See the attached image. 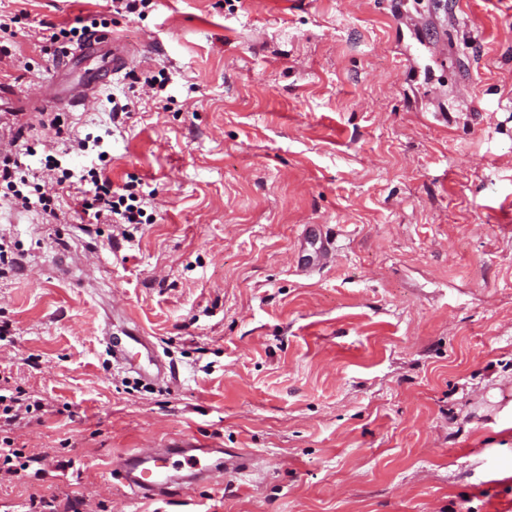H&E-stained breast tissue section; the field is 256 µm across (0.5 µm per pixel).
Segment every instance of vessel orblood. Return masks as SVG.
I'll return each mask as SVG.
<instances>
[{"mask_svg":"<svg viewBox=\"0 0 512 512\" xmlns=\"http://www.w3.org/2000/svg\"><path fill=\"white\" fill-rule=\"evenodd\" d=\"M111 58L113 72H121L128 67L130 59L120 40L101 36ZM97 84L86 81L78 86L64 90L59 84H52L42 100L30 101L32 109H40L42 102H67L74 107L87 106L97 96ZM335 251L333 241L321 239L313 253L300 256L298 264L305 269H313L326 263ZM110 355L116 363L130 365L145 379L154 382L166 381V365L159 360L148 336L140 326L134 325L124 330L122 335H113L110 329L102 331ZM210 449L191 450L182 444L174 448H142L134 453L120 456L113 463L114 470L120 471L131 488L134 496L159 500L165 498L176 485L175 477L169 476L168 470L174 457H185L188 464L187 480L198 485L212 483L224 472L241 473L248 469L250 460L239 452H232L224 462L209 463Z\"/></svg>","mask_w":512,"mask_h":512,"instance_id":"b4317fda","label":"vessel or blood"}]
</instances>
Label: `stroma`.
Here are the masks:
<instances>
[{"label": "stroma", "mask_w": 512, "mask_h": 512, "mask_svg": "<svg viewBox=\"0 0 512 512\" xmlns=\"http://www.w3.org/2000/svg\"><path fill=\"white\" fill-rule=\"evenodd\" d=\"M95 18L120 73L43 45ZM0 20L17 98L101 84L60 127L21 116L22 144L151 217L119 231L48 182L51 213L24 210L0 182L24 260L0 275V377L42 402L10 436L46 458L0 480V512H512V0H0ZM309 225L336 257L304 274ZM131 321L173 380L111 363L102 329ZM183 439L252 468L153 502L110 472ZM98 40L95 41L100 44H104L108 48V57L111 58L112 68L111 72L119 73L125 68L128 67L130 63V59L125 51V48L120 40L112 39V37H108L107 35L101 36Z\"/></svg>", "instance_id": "35a3bbf8"}]
</instances>
